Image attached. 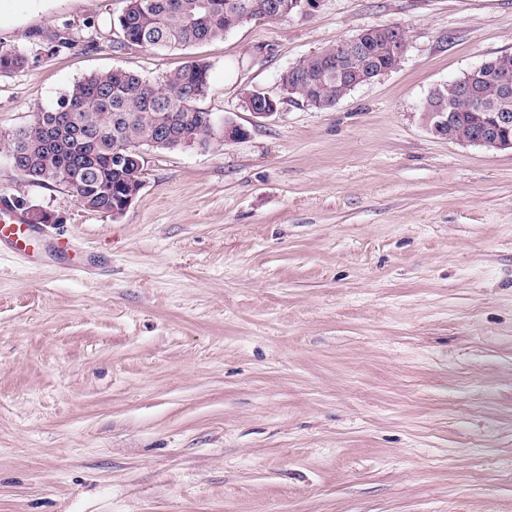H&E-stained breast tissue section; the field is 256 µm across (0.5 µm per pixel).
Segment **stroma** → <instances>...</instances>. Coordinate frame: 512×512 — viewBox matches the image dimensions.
Returning <instances> with one entry per match:
<instances>
[{
  "instance_id": "obj_1",
  "label": "stroma",
  "mask_w": 512,
  "mask_h": 512,
  "mask_svg": "<svg viewBox=\"0 0 512 512\" xmlns=\"http://www.w3.org/2000/svg\"><path fill=\"white\" fill-rule=\"evenodd\" d=\"M120 0H0V131L75 81L209 62L246 138L149 149L113 217L0 155V512H512V149L427 131L429 93L512 54V0H322L188 48ZM399 65L335 106L282 70L381 25ZM67 38L53 46L54 36ZM43 215L45 217L47 214H38L32 211L30 223L33 224H21L22 217L18 214H13V219L11 220L13 223L0 225V244L1 242H6L13 248L20 249V243H25L32 233L39 229L34 224L46 225L55 223L50 215H47L48 219H43Z\"/></svg>"
}]
</instances>
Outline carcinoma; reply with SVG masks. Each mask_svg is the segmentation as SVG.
<instances>
[{"label":"carcinoma","instance_id":"1","mask_svg":"<svg viewBox=\"0 0 512 512\" xmlns=\"http://www.w3.org/2000/svg\"><path fill=\"white\" fill-rule=\"evenodd\" d=\"M122 2L118 23L124 41L156 50L209 42L255 18L281 20L299 12L295 0ZM371 34L374 39L355 48L343 75H336L330 47L282 71L278 99L328 109L374 80L376 71L395 68L390 29L376 26ZM26 63L19 51L0 50V70H18ZM209 71V63L190 59L155 81L121 69L88 75L56 104L40 108L31 124L0 136V151L30 182L68 187L85 208L110 215L141 189L138 148L208 144L209 111L199 103L209 93ZM505 74L512 76V55L489 58L481 69L434 89L423 111L449 113L448 134L459 141L472 139L481 130V116L512 113V93L498 90Z\"/></svg>","mask_w":512,"mask_h":512}]
</instances>
